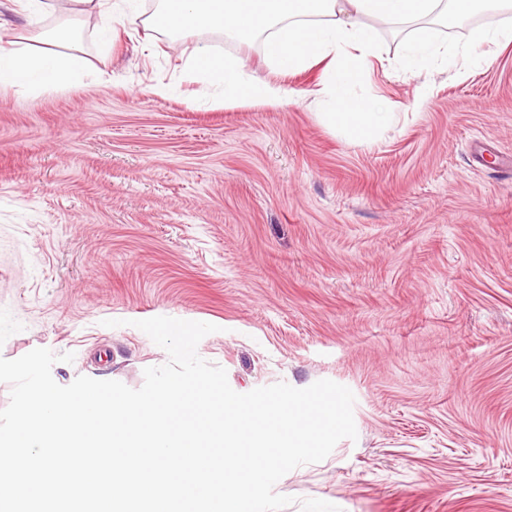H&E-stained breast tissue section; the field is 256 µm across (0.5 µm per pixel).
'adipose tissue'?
I'll return each instance as SVG.
<instances>
[{
    "label": "adipose tissue",
    "mask_w": 512,
    "mask_h": 512,
    "mask_svg": "<svg viewBox=\"0 0 512 512\" xmlns=\"http://www.w3.org/2000/svg\"><path fill=\"white\" fill-rule=\"evenodd\" d=\"M490 5L508 7L512 0H156L147 19L174 40L202 29L244 43L265 36L266 57L281 72L326 64V96L338 105L340 122L361 133L388 118L349 94L362 60L374 50L370 20L438 24ZM78 40V30L67 28L0 42V90L49 91L79 77L88 60ZM186 68L194 81L219 89L217 106L274 105L286 95L281 85L247 76L241 59L216 55L205 45Z\"/></svg>",
    "instance_id": "obj_1"
}]
</instances>
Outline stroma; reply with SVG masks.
Instances as JSON below:
<instances>
[{
	"instance_id": "stroma-1",
	"label": "stroma",
	"mask_w": 512,
	"mask_h": 512,
	"mask_svg": "<svg viewBox=\"0 0 512 512\" xmlns=\"http://www.w3.org/2000/svg\"><path fill=\"white\" fill-rule=\"evenodd\" d=\"M69 16L88 74L0 91V356L70 352L58 384L137 389L168 354L135 321L211 323L197 353L236 392L329 379L355 396L356 440L283 476L284 512H512V43L469 60L473 30L512 28V10L434 26L450 64L420 71L398 64L419 26L371 21L351 93L390 118L363 136L325 120L322 66L273 70L263 38L107 39ZM61 18L5 0L0 34ZM204 44L287 98L197 104L185 61Z\"/></svg>"
}]
</instances>
